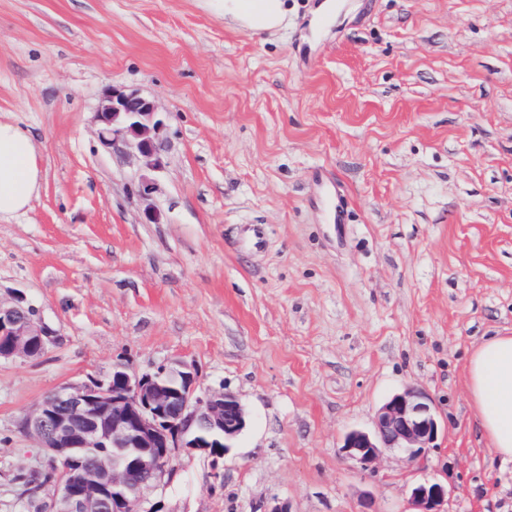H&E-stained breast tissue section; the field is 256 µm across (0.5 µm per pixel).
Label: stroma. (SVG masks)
Here are the masks:
<instances>
[{"label":"stroma","instance_id":"stroma-1","mask_svg":"<svg viewBox=\"0 0 512 512\" xmlns=\"http://www.w3.org/2000/svg\"><path fill=\"white\" fill-rule=\"evenodd\" d=\"M318 2L255 34L207 0H0V120L43 176L0 218V296L55 332L0 360V512L36 510L18 423L46 396L181 361L248 424L220 465L177 450L164 512H409L423 479L444 512H512L465 384L469 350L512 332V0H345L323 25ZM110 88L169 114L149 197L97 137ZM409 386L437 441L361 471L344 434Z\"/></svg>","mask_w":512,"mask_h":512}]
</instances>
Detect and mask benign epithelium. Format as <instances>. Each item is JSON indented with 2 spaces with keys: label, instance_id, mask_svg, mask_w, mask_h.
I'll return each mask as SVG.
<instances>
[{
  "label": "benign epithelium",
  "instance_id": "benign-epithelium-1",
  "mask_svg": "<svg viewBox=\"0 0 512 512\" xmlns=\"http://www.w3.org/2000/svg\"><path fill=\"white\" fill-rule=\"evenodd\" d=\"M167 120L153 100L110 88L97 113L98 137L107 147L133 150L155 172L162 169ZM53 335L25 294L0 299V359L38 358ZM247 420L233 393L199 390L191 364L140 373L115 363L105 377L64 386L22 418V430L36 440L53 475L29 498L40 501V512H162L160 503L148 504L146 493L164 483L176 449L221 458ZM439 431L431 399L409 387L378 408L373 431L346 433L342 452L371 471L389 450L411 461L423 458ZM89 448H138L142 455L123 465L105 456L86 469L80 451ZM447 496L444 485L426 480L411 485L408 502L412 512H443Z\"/></svg>",
  "mask_w": 512,
  "mask_h": 512
}]
</instances>
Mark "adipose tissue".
<instances>
[{
    "label": "adipose tissue",
    "mask_w": 512,
    "mask_h": 512,
    "mask_svg": "<svg viewBox=\"0 0 512 512\" xmlns=\"http://www.w3.org/2000/svg\"><path fill=\"white\" fill-rule=\"evenodd\" d=\"M212 10L261 32L281 24L285 0H210ZM42 171L30 135L0 122V217L25 211L39 194ZM466 386L484 437L512 462V335L486 337L466 363Z\"/></svg>",
    "instance_id": "ef3b65f1"
}]
</instances>
